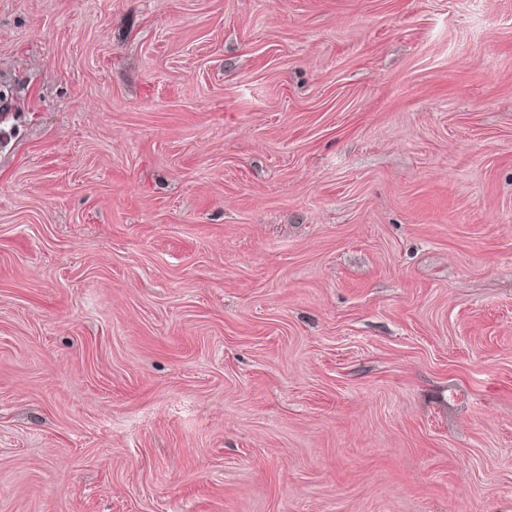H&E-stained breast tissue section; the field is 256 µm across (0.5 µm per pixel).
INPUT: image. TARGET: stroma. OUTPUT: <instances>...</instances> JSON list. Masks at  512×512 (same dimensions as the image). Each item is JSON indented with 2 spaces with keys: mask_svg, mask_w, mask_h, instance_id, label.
Listing matches in <instances>:
<instances>
[{
  "mask_svg": "<svg viewBox=\"0 0 512 512\" xmlns=\"http://www.w3.org/2000/svg\"><path fill=\"white\" fill-rule=\"evenodd\" d=\"M0 512H512V0H0Z\"/></svg>",
  "mask_w": 512,
  "mask_h": 512,
  "instance_id": "1",
  "label": "stroma"
}]
</instances>
